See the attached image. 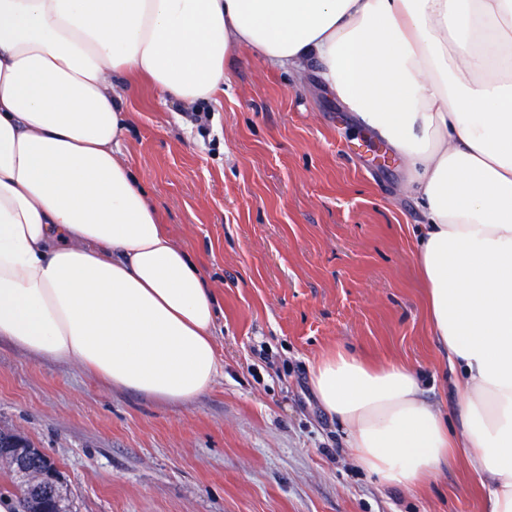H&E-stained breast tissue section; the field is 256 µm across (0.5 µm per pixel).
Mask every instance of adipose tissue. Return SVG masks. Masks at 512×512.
Returning <instances> with one entry per match:
<instances>
[{
	"instance_id": "1",
	"label": "adipose tissue",
	"mask_w": 512,
	"mask_h": 512,
	"mask_svg": "<svg viewBox=\"0 0 512 512\" xmlns=\"http://www.w3.org/2000/svg\"><path fill=\"white\" fill-rule=\"evenodd\" d=\"M322 87L402 161L457 431L403 363L322 354L311 385L356 467L415 489L464 449L512 512V0H0V339L170 403L224 370L201 266L121 142L147 77L193 107L232 50Z\"/></svg>"
}]
</instances>
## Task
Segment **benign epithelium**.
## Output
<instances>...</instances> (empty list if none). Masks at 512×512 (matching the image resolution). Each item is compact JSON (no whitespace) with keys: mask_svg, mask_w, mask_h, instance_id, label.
<instances>
[{"mask_svg":"<svg viewBox=\"0 0 512 512\" xmlns=\"http://www.w3.org/2000/svg\"><path fill=\"white\" fill-rule=\"evenodd\" d=\"M0 464L31 486L34 512L44 505L49 506L50 512H72L67 496L55 482L53 460L43 450L23 448L19 443L0 448Z\"/></svg>","mask_w":512,"mask_h":512,"instance_id":"obj_1","label":"benign epithelium"}]
</instances>
